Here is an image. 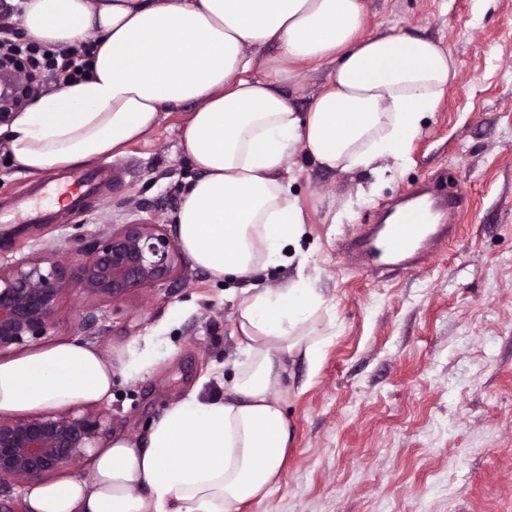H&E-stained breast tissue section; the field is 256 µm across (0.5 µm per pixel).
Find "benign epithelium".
I'll return each mask as SVG.
<instances>
[{"label": "benign epithelium", "instance_id": "benign-epithelium-1", "mask_svg": "<svg viewBox=\"0 0 512 512\" xmlns=\"http://www.w3.org/2000/svg\"><path fill=\"white\" fill-rule=\"evenodd\" d=\"M183 256L159 224H121L63 257H23L0 267V351L47 334L70 289L108 301L175 277ZM106 431L72 412L0 416V492L7 481H38L81 455Z\"/></svg>", "mask_w": 512, "mask_h": 512}]
</instances>
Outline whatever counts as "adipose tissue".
Masks as SVG:
<instances>
[{
	"instance_id": "adipose-tissue-1",
	"label": "adipose tissue",
	"mask_w": 512,
	"mask_h": 512,
	"mask_svg": "<svg viewBox=\"0 0 512 512\" xmlns=\"http://www.w3.org/2000/svg\"><path fill=\"white\" fill-rule=\"evenodd\" d=\"M366 0H26L29 39L55 48L94 41L91 72L0 124V145L31 177L123 155L160 115L184 104V151L200 176L175 216L183 250L217 278L283 261L306 217L287 174L295 151L328 170L390 173L456 78L438 43L364 31ZM277 46L257 64L254 52ZM327 67L307 110L297 68ZM323 297L307 278L240 303L244 360L227 394L189 393L145 439L97 449L89 478L30 485L24 512H234L264 498L290 437L271 388L279 356L316 345L300 329ZM155 339L119 358L70 341L0 361V413L111 400L114 376L155 363Z\"/></svg>"
}]
</instances>
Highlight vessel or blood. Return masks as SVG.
<instances>
[{"instance_id":"1","label":"vessel or blood","mask_w":512,"mask_h":512,"mask_svg":"<svg viewBox=\"0 0 512 512\" xmlns=\"http://www.w3.org/2000/svg\"><path fill=\"white\" fill-rule=\"evenodd\" d=\"M106 172V167L100 166L73 175L52 174L34 184L28 198L0 209V227L46 223L54 216L52 199L60 197L65 198L68 211L78 216L85 214L98 196ZM429 203V211L405 210L398 223L373 225L345 245L351 266L371 272H410L429 263L438 249L455 236L450 219L456 202L433 196Z\"/></svg>"}]
</instances>
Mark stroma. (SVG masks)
<instances>
[{
	"mask_svg": "<svg viewBox=\"0 0 512 512\" xmlns=\"http://www.w3.org/2000/svg\"><path fill=\"white\" fill-rule=\"evenodd\" d=\"M390 28L441 44L457 76L383 181L294 155L306 238L256 282L313 279L324 298L308 325L319 353L281 355L273 393L290 432L285 465L268 495L238 512H512V0H367L366 32ZM191 110L162 113L147 140L113 158L85 217L63 213L0 239V263L63 255L137 220L175 234L198 176L181 145ZM415 191L457 198L454 239L412 272L354 271L339 244ZM244 286L187 257L170 282L113 303L69 290L48 335L27 347L78 340L117 356L160 337L162 358L116 377L110 403L74 408L102 414L109 432L97 445L141 439L191 391L230 387Z\"/></svg>",
	"mask_w": 512,
	"mask_h": 512,
	"instance_id": "35a3bbf8",
	"label": "stroma"
}]
</instances>
